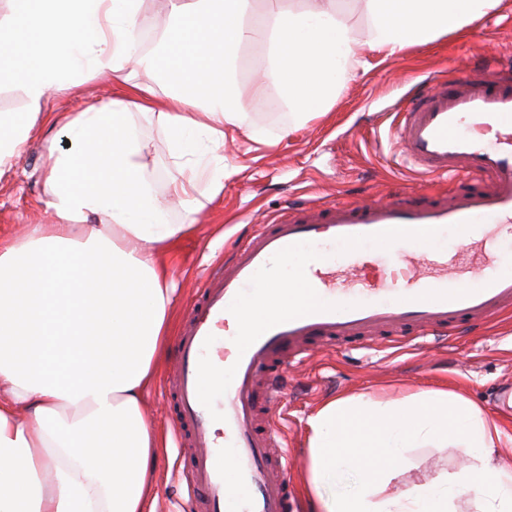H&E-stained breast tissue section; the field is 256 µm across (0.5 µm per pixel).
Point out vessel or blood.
<instances>
[{"label":"vessel or blood","instance_id":"b4317fda","mask_svg":"<svg viewBox=\"0 0 512 512\" xmlns=\"http://www.w3.org/2000/svg\"><path fill=\"white\" fill-rule=\"evenodd\" d=\"M427 82L402 106L392 143L419 175L453 182L450 197L285 207L234 249L187 312L168 391L194 512H294L275 408L284 376L315 349L463 334L512 311L499 252L512 234V71L485 64ZM452 230L462 239L442 248ZM323 237L353 254L323 257L311 248ZM304 250V300L274 310V289L257 280ZM466 274L479 286L457 287ZM247 309L258 317L244 339L225 337V314Z\"/></svg>","mask_w":512,"mask_h":512}]
</instances>
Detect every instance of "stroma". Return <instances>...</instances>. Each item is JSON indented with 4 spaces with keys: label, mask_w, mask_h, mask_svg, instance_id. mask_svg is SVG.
Masks as SVG:
<instances>
[{
    "label": "stroma",
    "mask_w": 512,
    "mask_h": 512,
    "mask_svg": "<svg viewBox=\"0 0 512 512\" xmlns=\"http://www.w3.org/2000/svg\"><path fill=\"white\" fill-rule=\"evenodd\" d=\"M512 28V0L500 4L475 25L440 37L404 56L372 58L366 72L350 79L326 115L297 123L292 114L253 112L248 132H234L224 145V166L230 175L224 191L198 213V231L181 241L175 268L174 325H181L195 292L213 273L223 268L237 238L255 225L275 217L292 202L320 204L339 199L389 201L410 197L426 181L395 156L389 141L398 107L413 93L415 84L449 63L470 68L491 55L512 65V41L480 43L478 29ZM147 84L165 102L166 86L145 67L126 70L112 79L94 76L81 87L49 98L34 137L10 168L0 172V241L18 239L26 225L52 223L44 205L42 173L50 162L46 144L48 119L60 112H79L98 99L124 96L129 83ZM139 135L152 145L149 174L154 192L174 224L185 219L172 202L168 185L174 173L162 129L143 117L135 119ZM166 354L160 378L145 398V409L155 426L171 433V399L164 378L173 362ZM512 383V316H500L474 334L453 340L407 337L396 343L366 342L361 346L316 351L292 369L286 380L287 396L281 402L288 450L296 464L289 477L300 484L307 460L308 416L323 402L356 393L384 401L431 388L459 391L477 402L495 422L503 437H512V413L498 409L491 397L494 387ZM408 470L400 486L430 480L443 472L459 471L462 454L453 448L424 446L410 449ZM159 492L157 512H183L187 482L182 453L171 445L156 471Z\"/></svg>",
    "instance_id": "obj_1"
}]
</instances>
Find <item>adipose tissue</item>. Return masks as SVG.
Segmentation results:
<instances>
[{
    "label": "adipose tissue",
    "mask_w": 512,
    "mask_h": 512,
    "mask_svg": "<svg viewBox=\"0 0 512 512\" xmlns=\"http://www.w3.org/2000/svg\"><path fill=\"white\" fill-rule=\"evenodd\" d=\"M0 20V85L26 109L0 114V168L30 140L43 106L85 76L154 69L170 86L167 111L150 86L56 117L70 146L43 174L56 221L0 245V512H155V466L167 446L143 412L172 329V253L198 226L167 222L148 178L151 145L134 114L165 131L176 170L169 187L187 214L224 190L228 130L270 96L300 118L330 111L369 62L462 30L500 0H364L358 28L346 0H168L152 56L139 40L141 0H26ZM265 64L236 78L240 48ZM309 512H512V462L502 432L467 396L427 390L397 402L366 394L324 402L306 421ZM460 449L466 466L400 488L408 449ZM360 487L341 492L346 473Z\"/></svg>",
    "instance_id": "1"
}]
</instances>
